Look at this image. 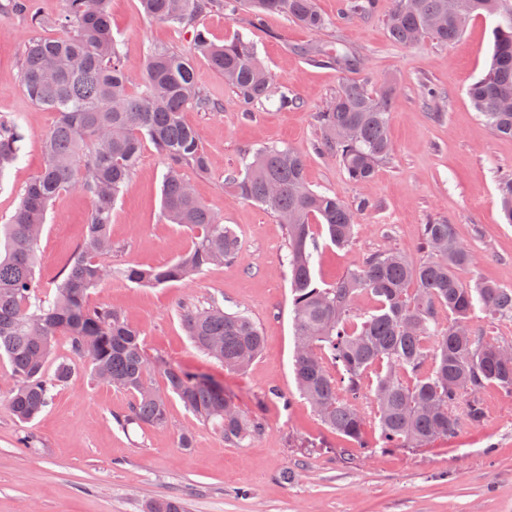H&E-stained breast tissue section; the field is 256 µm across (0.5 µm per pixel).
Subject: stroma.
<instances>
[{"instance_id": "1", "label": "stroma", "mask_w": 512, "mask_h": 512, "mask_svg": "<svg viewBox=\"0 0 512 512\" xmlns=\"http://www.w3.org/2000/svg\"><path fill=\"white\" fill-rule=\"evenodd\" d=\"M316 6L328 21L319 31L282 14L254 16L237 0H225L191 27L144 16L139 0H109L112 37L128 70L139 71L156 46L191 56L196 82L215 108H188L184 120L197 129L212 166L206 173L187 167L183 175L235 231L238 254L194 279L160 287L115 275L91 292L90 303L120 310L141 329L156 387H163L160 368L168 363L207 374L260 421L261 432L230 444L176 397L166 426L123 425L132 395L96 382L82 368L57 387L43 412L22 423L2 395L12 378L0 361V512H144L147 502L161 497L181 499L187 512H512L510 391L488 389L481 425L463 424L453 438L424 451L383 447L367 398L361 403L366 447L323 424L293 373L286 231L273 212L225 183L249 153L286 147L306 159L313 191L352 206L368 201L347 246L332 244L324 226L313 225V272L322 287L377 254L397 252L414 264L429 260L424 225L448 223L471 255L462 281L512 288V224L504 222L498 203V183L512 174V138L496 135L467 94L488 70L493 22L475 15L452 44L426 39L405 46L387 32L395 0H374L363 14L351 12L350 0H316ZM35 8L43 25L32 24L16 0H0V121L22 117L25 133L18 162L0 178V224L8 223L26 184L41 171L43 139L57 119L29 99L21 66L29 41L64 34L57 23L63 0H35ZM197 28L218 45L236 37L250 42L290 106L279 108L274 99L244 106L236 89L195 53ZM310 43L346 46L360 65L346 73L310 60L300 52ZM348 80L371 90L389 82L396 91L388 122L392 152L364 183L350 180L338 157L318 150L317 114ZM165 172L153 144L144 142L112 207L113 268L162 265L193 246L194 232L162 215ZM91 208L90 198L74 191L53 201L38 243L41 285H52L69 264ZM214 303L243 311L262 331V352L246 372L225 370L186 332L184 313ZM184 432L192 436L191 447L180 445ZM26 435L30 447H18Z\"/></svg>"}]
</instances>
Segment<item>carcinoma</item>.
I'll return each instance as SVG.
<instances>
[{
    "label": "carcinoma",
    "mask_w": 512,
    "mask_h": 512,
    "mask_svg": "<svg viewBox=\"0 0 512 512\" xmlns=\"http://www.w3.org/2000/svg\"><path fill=\"white\" fill-rule=\"evenodd\" d=\"M61 24L69 34L35 39L26 47L22 82L30 99L57 113L44 140L45 163L26 186L6 224L0 225V358L7 361L13 384L5 394L14 416L33 420L49 404L53 390L84 362L99 382L134 396L123 423H168L169 394L176 395L202 421L216 426L224 439L240 444L261 431L260 423L241 411L224 415L231 400L224 386L175 365L161 370L165 391L153 387L141 330L108 307L91 306L89 294L116 273L125 280L161 286L202 274L209 266L235 258L234 233L187 192L182 169L211 167L197 131L183 121L186 108L206 112L214 103L197 88L191 58L169 49L152 50L138 75L126 69L112 40L109 0H63ZM152 18L190 25L221 0H140ZM256 14L281 13L318 30L326 25L315 0H247ZM484 11L496 17L487 73L468 89L481 117L503 136L512 137V0H397L389 18L390 38L412 45L424 38L451 43L471 16ZM195 49L224 75V83L247 106L273 95L272 77L249 42L237 38L212 43L205 31L194 35ZM313 60L342 70L359 60L345 49L315 43L300 48ZM139 81L143 90L129 93ZM395 89L386 83L375 92L347 83L319 114L322 146L338 151L351 180L371 179L392 151L388 112ZM23 126L0 123V175L19 158ZM149 139L166 163L162 185L163 215L172 224L197 231L193 246L161 266L113 270L112 205L125 189ZM305 159L288 148L267 147L245 159L230 178L237 194L266 206L285 225L296 347L293 371L300 393L321 421L364 448L365 416L360 406L371 370L378 381L371 401L386 448L424 450L455 436L464 416L474 425L485 416L478 393L489 387L512 391V359L497 358L501 337L471 328L479 308L491 318L512 319V288L483 281L463 283L459 271L470 254L451 224H426L423 245L433 258L413 265L401 254L369 258L335 286L321 287L312 273L311 221L326 226L338 246L351 241L358 215L367 208L347 205L333 195L315 192L305 182ZM79 190L93 201L86 233L53 292L36 279L37 245L53 199ZM503 216L512 224V177L498 185ZM363 295L374 312L356 322L353 312ZM450 321L444 323L440 313ZM189 336L224 369L245 370L261 351L263 336L243 312L213 305L184 315ZM69 336L70 356L55 357L58 333ZM55 363L48 373L49 363ZM147 512H184L178 499H157Z\"/></svg>",
    "instance_id": "obj_1"
}]
</instances>
